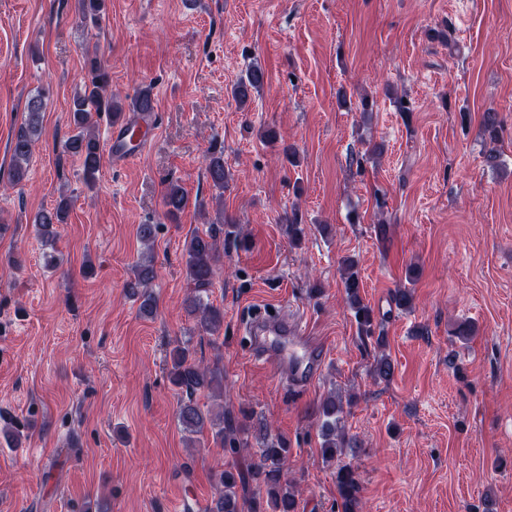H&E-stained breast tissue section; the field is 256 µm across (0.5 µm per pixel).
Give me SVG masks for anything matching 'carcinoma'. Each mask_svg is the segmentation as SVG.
<instances>
[{"mask_svg":"<svg viewBox=\"0 0 512 512\" xmlns=\"http://www.w3.org/2000/svg\"><path fill=\"white\" fill-rule=\"evenodd\" d=\"M84 19L97 22L104 9L105 0H82ZM87 70L83 91L72 98L70 125L73 134L64 141V152L76 157L82 168L84 183L91 188L96 184L101 168L103 148L96 133L98 121L106 118L109 124L116 123L126 111L141 116L155 112L156 101L152 90L144 88L131 96L120 98L110 90L111 76L101 60L93 55L85 60ZM265 69L253 62L232 86V96L244 104L265 84ZM44 103L39 96L27 103V118L11 145V180L21 181L32 154L35 136L42 124ZM207 177L217 191L215 195L216 218L202 232H194L185 239L183 258L186 279L191 286L185 299V311L197 328L209 336H220L224 330V309L210 300L215 267L220 259V248L224 242L240 241L237 225L227 223L224 218L223 194L227 173L224 167V152L211 151L206 158ZM165 215L172 221L185 211L189 198L177 182L168 184L164 198ZM70 199L62 194L52 208H44L36 215L34 226L42 242L47 243L57 236L54 226L66 221ZM155 278L152 261L143 258L135 264L134 276L126 282L127 292L141 300L140 312L154 315L157 303L151 291ZM346 303L353 314L360 335L373 334V310L364 303L360 291V278L354 261L345 263L342 274ZM169 382L184 394L180 400L177 418L188 435L211 433L214 443L233 453L239 452V435L254 428V413L242 409L241 417L229 413H215L199 405L196 395L221 392L224 373L217 367H209L197 361L190 348V341H174L166 355ZM344 406L342 399L332 392L324 397L316 408V421L320 438V451L327 462H333L347 447L343 424ZM290 448L281 437L266 436L262 448L258 449L257 460L247 469L229 466L218 473L215 496L208 512H241L239 490L253 487L247 504L249 512H298V499L292 482L288 479ZM336 489L340 499L341 512H362L361 484L356 470L349 464L338 463L336 468Z\"/></svg>","mask_w":512,"mask_h":512,"instance_id":"cac0c4a2","label":"carcinoma"}]
</instances>
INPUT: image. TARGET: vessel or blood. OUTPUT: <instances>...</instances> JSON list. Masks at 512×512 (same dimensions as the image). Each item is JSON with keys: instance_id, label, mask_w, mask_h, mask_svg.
Here are the masks:
<instances>
[{"instance_id": "vessel-or-blood-1", "label": "vessel or blood", "mask_w": 512, "mask_h": 512, "mask_svg": "<svg viewBox=\"0 0 512 512\" xmlns=\"http://www.w3.org/2000/svg\"><path fill=\"white\" fill-rule=\"evenodd\" d=\"M249 334L255 357L271 367L277 378L298 388L315 381L326 352L321 343L306 336L298 320L258 317L250 323Z\"/></svg>"}]
</instances>
